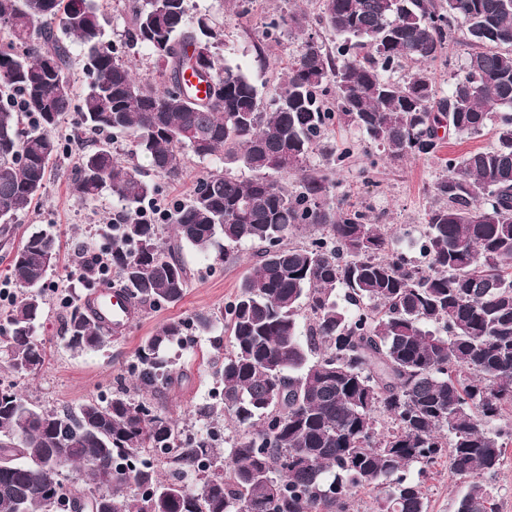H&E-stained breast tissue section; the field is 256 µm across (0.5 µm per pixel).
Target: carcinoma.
<instances>
[{
    "label": "carcinoma",
    "mask_w": 512,
    "mask_h": 512,
    "mask_svg": "<svg viewBox=\"0 0 512 512\" xmlns=\"http://www.w3.org/2000/svg\"><path fill=\"white\" fill-rule=\"evenodd\" d=\"M129 43L155 58L164 81L149 88L119 60L95 0H0V232L38 200L56 161L82 146L72 187L123 205L100 253L119 291L138 304L179 303L190 280L184 248L224 253L248 244L256 265L225 317L230 349L217 371L224 415L238 428L228 454L210 436L180 429L124 388L78 409L48 408L0 381V512H354L376 489V512H427L421 475L441 460L466 485L456 512H498L483 481L512 443V0H322L319 23L336 53L304 37L263 111L251 74L221 64L224 31L188 18V0H129ZM83 50L86 84L68 77ZM466 47L446 94L430 70L446 45ZM413 71L397 79L403 64ZM207 82L191 95L185 75ZM332 104H327L328 92ZM76 114L69 142L56 129ZM353 128L392 162L433 158L445 135L494 144L448 160L431 186L419 266L338 185L307 163L334 126ZM129 137V158L114 147ZM254 172L200 178L188 203L158 223L141 218L158 186L178 179L184 156ZM142 155L143 169L132 158ZM299 175L290 189L274 175ZM316 228L306 245L289 239ZM41 231L15 251L25 288L0 327V354L20 375L46 357L35 335L45 280L59 256ZM82 264L85 297L64 321L74 353L99 351L116 332L89 303L112 282ZM162 324L141 343L131 376L140 391L171 382L164 351L190 325ZM419 465L417 472L412 466ZM195 474L198 486L159 467ZM79 469L85 491L68 485ZM112 471V483L102 473Z\"/></svg>",
    "instance_id": "1"
}]
</instances>
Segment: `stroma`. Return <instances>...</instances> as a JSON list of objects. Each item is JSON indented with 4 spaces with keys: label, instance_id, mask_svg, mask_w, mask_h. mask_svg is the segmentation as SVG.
Segmentation results:
<instances>
[{
    "label": "stroma",
    "instance_id": "35a3bbf8",
    "mask_svg": "<svg viewBox=\"0 0 512 512\" xmlns=\"http://www.w3.org/2000/svg\"><path fill=\"white\" fill-rule=\"evenodd\" d=\"M96 4L106 21V37L118 46L120 59L131 65L139 80L157 84L153 58L142 50L125 46V33L130 25L127 0H96ZM292 8L306 15V30L315 40L333 48L332 37L318 20L320 0H244L240 5L235 0H189L190 15L209 14L223 27L220 59L247 69L265 103L279 84L289 59L298 50L297 42L284 32L275 40H267V26ZM260 55L265 58L261 65L256 62ZM343 138L351 140L354 147L347 167L335 175L340 191L349 193L352 201L368 210L377 223L396 233V248L410 259L416 253L407 248L405 234L411 227L423 226L425 212L432 202L430 188L444 174L445 158L489 147L494 141L489 131L477 137H454L438 158H409L393 164L382 149L369 144L358 131L337 129L329 132L313 154L310 168L324 169L326 155ZM78 157V150L65 152L40 200L13 224L9 242L0 241V281H3L10 277V260L24 237L43 230L60 240V258L48 272L44 315L37 325V337L46 349L45 364L37 375L24 376L14 374L0 360V378L42 405L71 409L87 399L108 396L117 387L130 386L129 372L145 337L152 335L160 324L188 321L195 315L227 308L238 292L242 277L256 262L255 251L248 245L228 254L214 249L203 255L184 249L183 258L192 278L180 303L142 307L138 318L105 350L71 352L63 338L62 299L82 293L78 280L79 255L86 248L105 244L107 226L122 209L109 194L91 203L76 198L71 182ZM214 168L212 161L187 156L178 180H161L158 202L167 206L188 202L198 179ZM221 334L218 328L211 332L193 329L184 344L170 346L166 351L175 364L176 378L153 394L151 400L162 405L179 427L206 432L213 423V415L222 412L215 371L224 360V352L214 347L216 337ZM462 488V481L450 473L447 463L429 468L423 481L429 512H455V501Z\"/></svg>",
    "mask_w": 512,
    "mask_h": 512
}]
</instances>
